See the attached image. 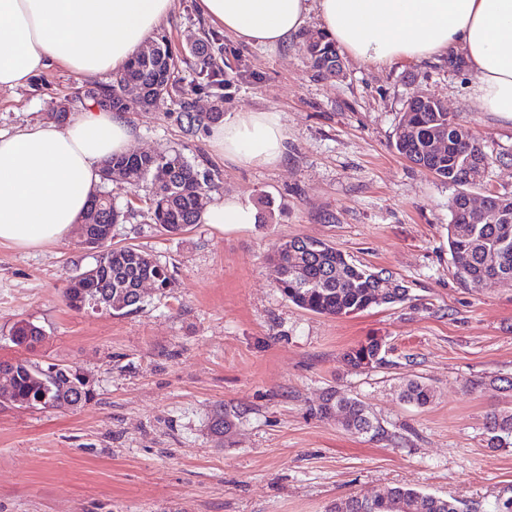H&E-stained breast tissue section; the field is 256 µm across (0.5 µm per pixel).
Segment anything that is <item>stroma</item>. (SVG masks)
I'll return each instance as SVG.
<instances>
[{
    "label": "stroma",
    "instance_id": "35a3bbf8",
    "mask_svg": "<svg viewBox=\"0 0 512 512\" xmlns=\"http://www.w3.org/2000/svg\"><path fill=\"white\" fill-rule=\"evenodd\" d=\"M208 40L200 71L188 37ZM153 39L177 61L176 89L128 113L132 152L181 149L236 198L255 224H196L172 235L146 219L147 189L104 186L128 210L112 243L166 265L167 294L147 290L138 311L68 307L69 281L95 256L69 235L31 250L0 246V358L76 366L96 397L74 410L0 407V512H327L336 499L406 486L482 504L512 497V443L490 447L491 413L512 412V288L466 286L448 253L456 192L393 147L414 89L440 100L495 162L487 185L512 194V120L473 110L467 70L444 59L390 67L342 55L340 76L319 75L299 43L267 48L225 34L175 0ZM84 79L52 67L0 92V130L49 119ZM272 110L288 156L242 166L215 154L209 125L186 111ZM333 244L354 263L392 273L410 301L349 316L297 308L277 290L267 255L279 241ZM20 320L41 326L36 349L7 339ZM382 339L388 366L354 371L345 353ZM431 401L405 402L412 380ZM362 400L390 434L372 441L322 415L327 395ZM238 410L217 435L218 407Z\"/></svg>",
    "mask_w": 512,
    "mask_h": 512
}]
</instances>
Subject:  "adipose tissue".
<instances>
[{
  "label": "adipose tissue",
  "mask_w": 512,
  "mask_h": 512,
  "mask_svg": "<svg viewBox=\"0 0 512 512\" xmlns=\"http://www.w3.org/2000/svg\"><path fill=\"white\" fill-rule=\"evenodd\" d=\"M174 0H0V91L55 65L92 79L127 67ZM225 33L260 46L297 39L309 20L355 60L377 66L462 53L480 112L512 119V0H198ZM136 130L93 108L66 126L35 121L0 132V245L34 249L68 235L101 183V163L126 153ZM214 148L243 166L283 161L288 131L274 111L239 112L213 127ZM199 219L221 229L254 223L232 198Z\"/></svg>",
  "instance_id": "ef3b65f1"
}]
</instances>
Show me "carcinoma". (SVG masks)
I'll use <instances>...</instances> for the list:
<instances>
[{
    "instance_id": "carcinoma-1",
    "label": "carcinoma",
    "mask_w": 512,
    "mask_h": 512,
    "mask_svg": "<svg viewBox=\"0 0 512 512\" xmlns=\"http://www.w3.org/2000/svg\"><path fill=\"white\" fill-rule=\"evenodd\" d=\"M303 49L312 67L324 75L336 73V46L319 30L304 36ZM174 59L165 45L147 56L136 55V61L112 75L106 84L92 87L112 100V111L132 112L150 108L170 96ZM138 83L143 95L138 100L127 98L130 83ZM448 136V146L442 152L431 148L438 133ZM397 152L412 163L442 181L458 187L449 209L453 218L448 223L447 245L456 278L463 284H477L497 277L512 287V195H486L489 208L500 213L494 224H478L471 220L465 208V193L485 182V172L477 169L475 160L486 154L484 146L470 131L457 123L445 107L432 108L431 103L416 101L412 111L401 114L394 141ZM123 177L133 189L149 188L147 217L169 234L177 235L198 223L200 207L197 198L212 182L184 156L179 149L164 148L153 154L113 155L104 162ZM89 211L94 229L101 232L118 224L124 213L112 202V196L99 191L91 200ZM267 260L276 273L275 286L295 306L319 315L348 316L373 306L404 303L408 289L391 274L372 272L349 261L335 247L320 240L292 238L274 246ZM100 265L91 279L74 277L64 297L76 310L90 308V301L110 291L123 302L113 306L115 312H132L139 302L128 299V292L141 277L150 276L165 293L174 286L168 269L134 247H116L95 260ZM387 350L382 340L374 338L345 353L346 363L355 371L388 364ZM61 367L56 379L29 369L18 374L12 398L17 402L33 401V406L67 410L74 401V392ZM49 391L43 404L36 399ZM407 401L418 406L430 402L431 390L421 381H412L404 391ZM348 410L345 426L348 431L365 435L371 440H383L388 432L374 418L362 401L344 393L324 400L321 413L328 414L337 406ZM488 444L496 447L512 439V414H493L485 424ZM329 512H477V507L457 499H443L413 488L397 486L374 495L369 500L349 496L336 503Z\"/></svg>"
}]
</instances>
